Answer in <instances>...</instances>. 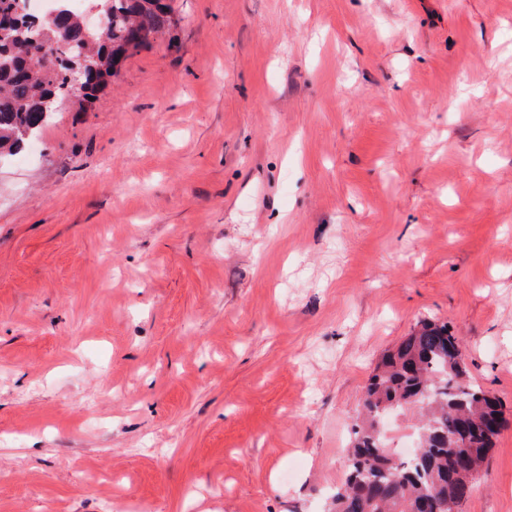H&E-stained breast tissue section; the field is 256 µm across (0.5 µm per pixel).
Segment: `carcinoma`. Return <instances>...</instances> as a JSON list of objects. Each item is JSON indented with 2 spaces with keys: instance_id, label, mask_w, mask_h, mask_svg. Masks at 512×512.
Instances as JSON below:
<instances>
[{
  "instance_id": "obj_1",
  "label": "carcinoma",
  "mask_w": 512,
  "mask_h": 512,
  "mask_svg": "<svg viewBox=\"0 0 512 512\" xmlns=\"http://www.w3.org/2000/svg\"><path fill=\"white\" fill-rule=\"evenodd\" d=\"M22 2L0 0L1 157L40 136L49 102L92 104L127 55L170 25L165 0H86L103 16L97 29L71 0H55L53 17L21 14ZM411 411L419 454L405 458L386 446L378 425L389 413ZM506 424L500 401L471 382L459 337L423 320L382 355L366 382L329 512H421L425 504L428 512H460Z\"/></svg>"
}]
</instances>
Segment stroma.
I'll list each match as a JSON object with an SVG mask.
<instances>
[{
    "label": "stroma",
    "instance_id": "35a3bbf8",
    "mask_svg": "<svg viewBox=\"0 0 512 512\" xmlns=\"http://www.w3.org/2000/svg\"><path fill=\"white\" fill-rule=\"evenodd\" d=\"M171 7L0 162V512H327L425 318L512 421V0Z\"/></svg>",
    "mask_w": 512,
    "mask_h": 512
}]
</instances>
